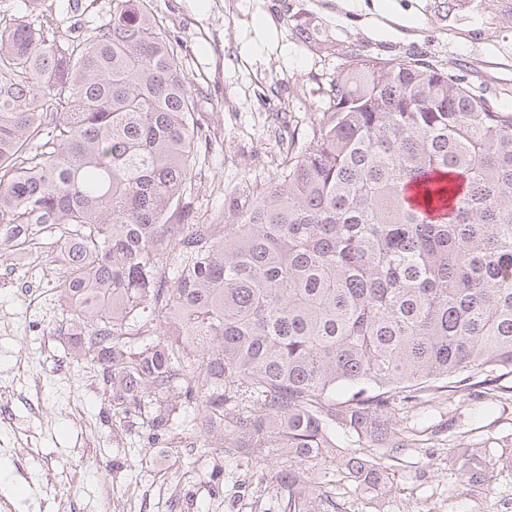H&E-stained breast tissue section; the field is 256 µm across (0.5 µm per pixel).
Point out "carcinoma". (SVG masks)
Masks as SVG:
<instances>
[{
    "label": "carcinoma",
    "instance_id": "obj_1",
    "mask_svg": "<svg viewBox=\"0 0 512 512\" xmlns=\"http://www.w3.org/2000/svg\"><path fill=\"white\" fill-rule=\"evenodd\" d=\"M278 174L193 219L207 138L146 0L76 35L0 18V249L65 237L52 289L112 415L278 461L288 512H326L314 467L387 495L431 437L396 412L496 396L512 374V109L424 60L350 57ZM369 452H337L336 428ZM470 492L499 460L460 447Z\"/></svg>",
    "mask_w": 512,
    "mask_h": 512
}]
</instances>
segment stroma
<instances>
[{
    "instance_id": "1",
    "label": "stroma",
    "mask_w": 512,
    "mask_h": 512,
    "mask_svg": "<svg viewBox=\"0 0 512 512\" xmlns=\"http://www.w3.org/2000/svg\"><path fill=\"white\" fill-rule=\"evenodd\" d=\"M0 0L29 22L63 26L108 21L112 0ZM151 0L175 44L210 145L198 152L188 185L194 212L223 219L224 203L276 173L282 140L304 141L309 120L327 102L329 84L349 56L413 58L452 71L493 106L512 108V0ZM309 40L298 37V30ZM61 312L44 308L41 335L0 338V393L15 425L0 428V496L12 512H39L40 478L73 468L82 480L66 493L76 512H100L97 489L110 482L112 512H285L273 470L238 458L201 454L192 438L180 457L155 468L170 436L139 426L117 429L92 366L69 358L58 332ZM497 399L441 396L410 421L435 431L394 468L392 493L377 497L336 485L342 512H512V468L494 472L490 499L470 494L452 467V445L487 442L491 456L512 454V375L499 377ZM221 464L219 481L209 479ZM36 477L25 480L26 468ZM138 493L128 501L126 489Z\"/></svg>"
}]
</instances>
